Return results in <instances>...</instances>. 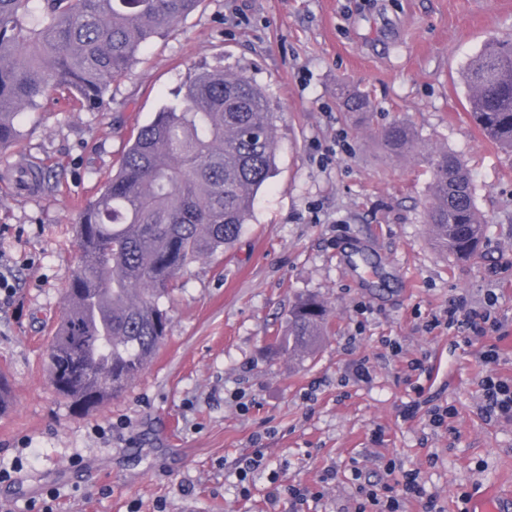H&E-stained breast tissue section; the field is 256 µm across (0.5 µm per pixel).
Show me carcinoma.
I'll return each mask as SVG.
<instances>
[{"instance_id":"cac0c4a2","label":"carcinoma","mask_w":512,"mask_h":512,"mask_svg":"<svg viewBox=\"0 0 512 512\" xmlns=\"http://www.w3.org/2000/svg\"><path fill=\"white\" fill-rule=\"evenodd\" d=\"M202 0H0V155L19 140L18 117L54 94L98 112L112 80L128 73L150 42L169 34ZM469 114L481 134L512 150V43L490 38L468 64ZM348 112H369L366 95L340 92ZM415 134L402 122L381 133L402 155ZM275 115L246 72L190 75L179 96L128 140L115 174L101 181L77 220V264L48 350L51 383L90 411L146 369L166 336L161 299L189 264L231 246L276 161ZM426 223L434 245L460 260L485 241L465 163L432 159ZM327 307L295 303L288 353L313 355Z\"/></svg>"}]
</instances>
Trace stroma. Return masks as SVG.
Masks as SVG:
<instances>
[{
	"label": "stroma",
	"instance_id": "1",
	"mask_svg": "<svg viewBox=\"0 0 512 512\" xmlns=\"http://www.w3.org/2000/svg\"><path fill=\"white\" fill-rule=\"evenodd\" d=\"M491 37L512 40V0H203L112 81L101 111L60 100L24 113L0 163L15 288L0 301L15 393L0 415V512H357L358 486L408 470L438 512L490 485L512 493V421L480 413L487 378L512 386V152L474 125L462 80ZM215 67L265 87L276 173L236 242L190 264L165 299L167 337L144 374L75 409L47 352L79 207L189 74ZM344 84L368 94L370 114L338 108ZM394 121L417 135L409 154L381 145ZM442 151L468 166L487 221L466 261L426 230L428 159ZM20 159L48 169L38 192L11 188ZM306 295L330 316L301 362L279 341ZM472 310L490 316L478 335L460 324ZM257 449L261 466L242 474Z\"/></svg>",
	"mask_w": 512,
	"mask_h": 512
}]
</instances>
